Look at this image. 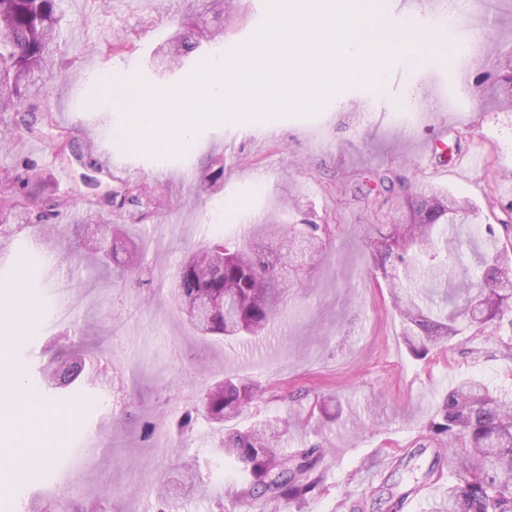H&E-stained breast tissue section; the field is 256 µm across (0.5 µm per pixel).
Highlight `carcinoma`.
<instances>
[{"instance_id": "cac0c4a2", "label": "carcinoma", "mask_w": 512, "mask_h": 512, "mask_svg": "<svg viewBox=\"0 0 512 512\" xmlns=\"http://www.w3.org/2000/svg\"><path fill=\"white\" fill-rule=\"evenodd\" d=\"M64 0H0V112L12 111L22 102L47 96L46 79L58 76L50 45L55 41ZM236 0H222L208 28L194 27L171 42L165 51L167 64L181 59L203 44L220 45L224 29L234 18ZM124 84H99L89 101L94 107L102 98L119 96ZM224 177V166L203 171L198 180L205 191ZM68 203L32 166L0 168V251L24 228L22 220L36 210H54ZM94 222L79 227L77 250H88L110 259L123 271L142 272L143 244L124 248L118 244L112 220L104 219L98 203L87 201ZM468 204L433 189L404 195V218L374 225L370 244L374 272L391 288L395 310L406 327L404 342L418 357L445 351L455 336H486L509 351L512 349V249L501 246L491 225L476 235H485L487 248L476 253L474 274L457 280L453 267L463 261L473 241L454 238L455 246L440 255L436 240L469 219ZM288 249L269 260L265 253L230 250L222 241L199 247L178 265L173 282L180 310L200 294L230 296L233 321L226 323L224 307L217 306L210 321L197 331L206 335L256 338L263 335L291 283L287 273L313 254L323 253L332 243L328 224H292L286 229ZM428 262L419 263V256ZM451 283L457 305L449 312L421 306L417 293L403 287L420 282ZM448 297L441 303L448 304ZM82 370L79 362H64L50 375L55 386H71ZM257 398L250 384L219 383L208 388L202 404L177 413V433H182L202 414L217 425L220 448L234 462L244 481L228 489L237 500L260 499L268 504L302 503L322 490L324 473L319 465L323 449L281 450L284 432L270 421L249 430L224 432V423L236 418ZM432 441L448 452V472L430 469L441 492L430 512H512V403L476 377L459 380L448 390L440 411L428 425ZM156 512H182V504L170 491L158 496Z\"/></svg>"}]
</instances>
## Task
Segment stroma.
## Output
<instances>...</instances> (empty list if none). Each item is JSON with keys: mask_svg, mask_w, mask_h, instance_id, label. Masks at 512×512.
Here are the masks:
<instances>
[{"mask_svg": "<svg viewBox=\"0 0 512 512\" xmlns=\"http://www.w3.org/2000/svg\"><path fill=\"white\" fill-rule=\"evenodd\" d=\"M210 0H66L52 52L65 78L38 100L43 119L30 137L15 113L0 115L9 145L0 165L29 162L47 174L71 204L50 216L59 239L55 252L70 269L72 314L55 305L54 278L33 280V259L22 231L0 253V283L24 280V302L35 301L7 338V356L23 369L18 384L0 383V401L23 395L56 415L76 421L58 434L52 457L25 470L19 491H0V512H25L38 501L44 512L72 502L106 501L112 512H154L155 496L177 473L167 434L172 408L195 403L227 376L259 388L253 404L232 425L289 422L283 448L319 446L323 491L301 505L272 507L225 497L239 481L235 467L215 452L205 423L194 424L183 444L200 464L205 487L183 512H429L422 485L434 461L426 427L451 385L482 379L512 398V356L497 342L457 337L448 351L418 358L406 347L404 324L385 282L375 280L366 232L375 217L350 189L379 193L375 173L391 169L416 188H432L468 201L481 224H499L512 208V105L500 100L491 80L493 57L512 53V0H478L465 28L497 23L490 44L471 58L415 64L401 60L376 89L352 88L312 118L275 120L262 141L239 135L238 125L211 127L194 138L184 157L155 159L116 137L124 102L101 100L87 111L86 96L98 76L118 71L155 86H172L212 48L190 54L183 68L157 73L154 57L187 32L189 18H211ZM459 133L445 157L423 156L439 128ZM474 153L482 163L453 169L445 160ZM224 179L207 191L182 179L183 167L201 172L213 160ZM140 185L161 197L170 217L146 214L126 199ZM111 200L112 221L144 240L150 285L136 288L96 268L90 254L67 257L84 201ZM255 213L259 223L328 224L335 244L313 267L298 270L263 336L248 342L199 335L171 300V284L184 254L209 240L230 248H276L271 236L241 235L239 221ZM57 340L65 358L88 343L102 350L106 372L87 370L77 388L55 390L44 381L49 354L32 343ZM335 409L332 423L294 426L296 413L317 399ZM96 432L95 443L86 436Z\"/></svg>", "mask_w": 512, "mask_h": 512, "instance_id": "1", "label": "stroma"}]
</instances>
